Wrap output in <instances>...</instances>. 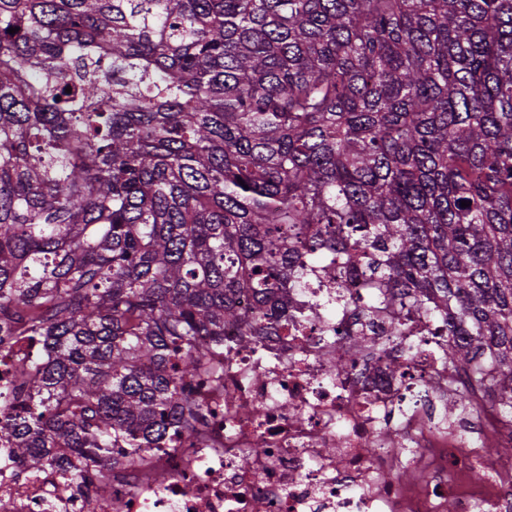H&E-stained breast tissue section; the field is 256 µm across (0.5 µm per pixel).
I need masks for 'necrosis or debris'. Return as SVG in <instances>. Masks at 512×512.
Returning <instances> with one entry per match:
<instances>
[{
    "instance_id": "4bbe7bcc",
    "label": "necrosis or debris",
    "mask_w": 512,
    "mask_h": 512,
    "mask_svg": "<svg viewBox=\"0 0 512 512\" xmlns=\"http://www.w3.org/2000/svg\"><path fill=\"white\" fill-rule=\"evenodd\" d=\"M336 292L319 277L295 289L306 319L225 356L219 390L195 387L201 432L112 475L110 495L88 492L94 470L33 468L0 447V512H512V457L481 455L439 420L448 369L430 319L414 314L408 355L361 303L337 312ZM340 319L379 352H355ZM34 350L25 336L0 345L1 414ZM339 358L349 381L334 374ZM242 404L260 405L263 422L242 417ZM403 467L414 480L397 479Z\"/></svg>"
}]
</instances>
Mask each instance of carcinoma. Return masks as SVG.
Segmentation results:
<instances>
[{
	"mask_svg": "<svg viewBox=\"0 0 512 512\" xmlns=\"http://www.w3.org/2000/svg\"><path fill=\"white\" fill-rule=\"evenodd\" d=\"M315 268L512 422V0H0V334L43 351L0 441L195 433Z\"/></svg>",
	"mask_w": 512,
	"mask_h": 512,
	"instance_id": "cac0c4a2",
	"label": "carcinoma"
}]
</instances>
